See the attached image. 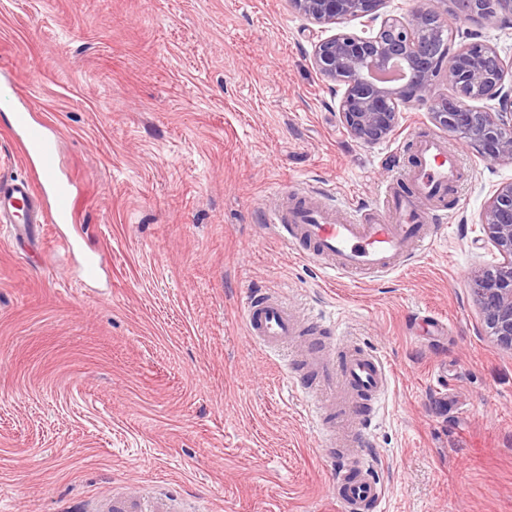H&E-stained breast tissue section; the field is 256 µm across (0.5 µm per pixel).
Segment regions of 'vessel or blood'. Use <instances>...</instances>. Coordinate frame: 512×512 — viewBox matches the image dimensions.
Wrapping results in <instances>:
<instances>
[{"instance_id": "1", "label": "vessel or blood", "mask_w": 512, "mask_h": 512, "mask_svg": "<svg viewBox=\"0 0 512 512\" xmlns=\"http://www.w3.org/2000/svg\"><path fill=\"white\" fill-rule=\"evenodd\" d=\"M11 128L34 177H0V224L19 229L49 224L57 229L70 223L77 191L71 180L60 175L57 135L26 105L15 108ZM405 177L414 194L386 189L382 205L373 208L339 216L308 196L299 205L281 201L268 210L266 221L300 256L324 270L382 276L431 246L438 204L462 179L457 149L438 134L420 137L415 163ZM308 319L307 313L274 293L251 294L244 308L251 341L270 352L290 349L303 367V375L295 377L293 385L322 414L325 445L342 449L356 461L355 466L336 472L340 512H378L385 492L371 477L360 450L390 389V365L377 352L345 336L334 344H299Z\"/></svg>"}]
</instances>
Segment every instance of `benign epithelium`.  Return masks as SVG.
<instances>
[{
	"mask_svg": "<svg viewBox=\"0 0 512 512\" xmlns=\"http://www.w3.org/2000/svg\"><path fill=\"white\" fill-rule=\"evenodd\" d=\"M295 10L320 25L365 19L380 23L367 36L338 31L315 44L313 62L327 80L344 86L338 111L347 133L363 144L380 142L399 125V108L429 105L435 124L466 142L481 158L512 157V87L505 66L490 46L473 41L453 54L438 48L441 15L423 0L405 18H380L384 0H290ZM465 19L512 25V0H451ZM444 77L455 95L436 94ZM496 99L489 112L464 100ZM489 240L503 258L475 276L474 296L491 336L512 349V183L499 188L482 217Z\"/></svg>",
	"mask_w": 512,
	"mask_h": 512,
	"instance_id": "obj_1",
	"label": "benign epithelium"
}]
</instances>
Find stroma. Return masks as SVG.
Here are the masks:
<instances>
[{
    "mask_svg": "<svg viewBox=\"0 0 512 512\" xmlns=\"http://www.w3.org/2000/svg\"><path fill=\"white\" fill-rule=\"evenodd\" d=\"M444 21L450 51L475 36L512 64V27ZM335 30L289 0H0V72L59 134L79 249L104 267L82 287L52 239L0 227V512H338L346 460L292 392L297 366L248 338L252 291L391 364L370 450L384 512H512V350L473 295L512 160L461 147L432 248L364 282L265 221L280 189L382 204L437 129L406 106L388 138L352 139L313 63Z\"/></svg>",
    "mask_w": 512,
    "mask_h": 512,
    "instance_id": "35a3bbf8",
    "label": "stroma"
}]
</instances>
